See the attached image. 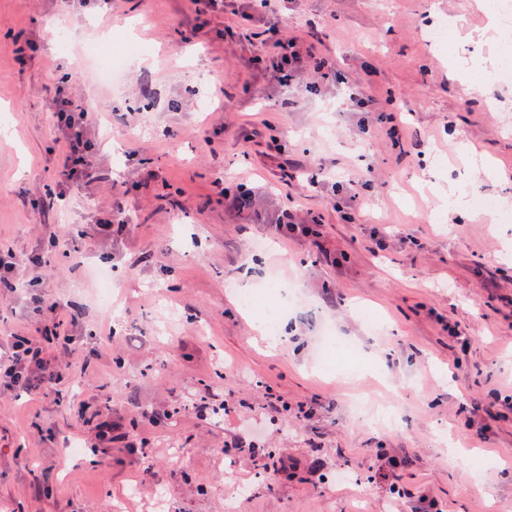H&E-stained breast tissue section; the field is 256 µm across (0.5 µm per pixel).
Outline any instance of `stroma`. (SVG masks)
I'll return each instance as SVG.
<instances>
[{"label": "stroma", "mask_w": 512, "mask_h": 512, "mask_svg": "<svg viewBox=\"0 0 512 512\" xmlns=\"http://www.w3.org/2000/svg\"><path fill=\"white\" fill-rule=\"evenodd\" d=\"M274 20L325 74L281 85L250 62L259 24L194 31L191 0H118L110 16L95 0H0V249L20 262L18 292L0 288V350L41 338L31 295L79 315L57 385L0 388V512H226L238 483L237 512H512V413L483 436L465 425L471 406L512 400V259L486 213L433 216L452 178L512 207V84L488 79V16L475 0H279ZM443 22L448 50L426 38ZM107 32L135 54L116 87L86 52ZM64 84L106 119L87 130L97 178L62 201ZM219 176L252 187L249 208H225ZM117 201L127 233L95 235ZM286 208L319 219L323 249L281 235ZM58 225L74 235L53 249ZM269 279L289 302L275 349L232 290ZM327 325L353 346L332 374ZM358 400L394 405L396 426L359 420Z\"/></svg>", "instance_id": "obj_1"}]
</instances>
